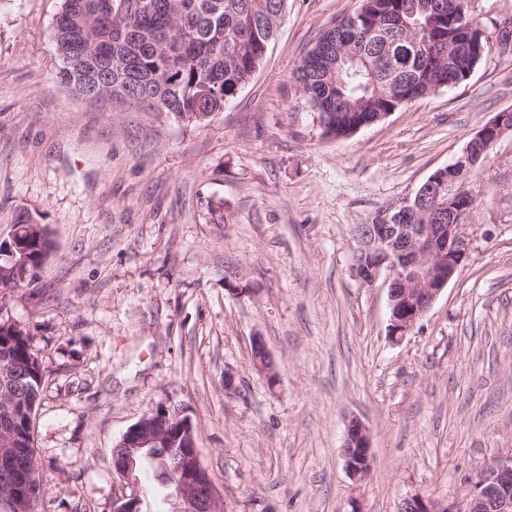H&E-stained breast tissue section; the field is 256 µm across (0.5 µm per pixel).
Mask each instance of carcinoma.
<instances>
[{
    "mask_svg": "<svg viewBox=\"0 0 512 512\" xmlns=\"http://www.w3.org/2000/svg\"><path fill=\"white\" fill-rule=\"evenodd\" d=\"M95 0H62L55 44L60 83L81 95L100 78L104 97L144 105L202 124L245 86L275 39L284 0H153L148 13L94 16ZM475 0H361L367 21L350 32L332 27L296 69L325 135L346 137L364 119L400 106L392 95L452 87L481 59L467 50L459 21ZM26 265L42 266L52 250L47 225L27 242ZM0 358L15 369V441L21 463L35 462L36 403L45 374L24 328L0 323Z\"/></svg>",
    "mask_w": 512,
    "mask_h": 512,
    "instance_id": "obj_1",
    "label": "carcinoma"
}]
</instances>
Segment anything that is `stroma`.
<instances>
[{"label":"stroma","instance_id":"1","mask_svg":"<svg viewBox=\"0 0 512 512\" xmlns=\"http://www.w3.org/2000/svg\"><path fill=\"white\" fill-rule=\"evenodd\" d=\"M359 0H286L223 112L193 125L59 87L61 0H0V241L16 214L53 249L0 321L25 326L45 385L39 512H112V449L143 416L191 422L223 512H461L512 455V135L469 188L468 257L401 340L388 288L351 269L350 227L452 163L512 110V0H477L489 51L465 82L344 138L294 71ZM261 337L277 373L252 363ZM371 435L350 477L346 422Z\"/></svg>","mask_w":512,"mask_h":512}]
</instances>
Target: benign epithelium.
Listing matches in <instances>:
<instances>
[{
	"mask_svg": "<svg viewBox=\"0 0 512 512\" xmlns=\"http://www.w3.org/2000/svg\"><path fill=\"white\" fill-rule=\"evenodd\" d=\"M145 8L147 2L135 5L128 0H99L97 14L107 18L123 16L134 8ZM512 132V113L500 112L478 130L467 142L462 154L450 165L437 169L412 196H406L381 207L386 214L420 210L438 219L436 224H410L408 243L397 257L380 255L367 272L359 275L366 286L385 276L388 285L391 336L406 335L429 311L439 294L455 276L466 260L470 249L467 232L468 206L457 202L467 195L468 184L475 172L482 169L491 151ZM395 224H368L367 235L382 243L391 241ZM26 230L13 233L10 240L0 244V276L19 270L17 254L23 251L22 236ZM254 366L266 375L270 383L276 374L266 363L268 352L261 338L254 340ZM12 416L0 418V484L8 488L35 485L40 482L35 466L20 465L12 432ZM125 449L121 463L114 473L127 493L116 498L113 512H143L138 492L139 478L135 476L141 454L155 459V448H179L175 466L162 467L165 482L178 500L176 512H221L218 491L202 467L192 425L184 418L159 411L129 427L116 443ZM370 436L364 424L352 418L346 424L342 455L353 480L365 477L370 468ZM401 512H454L447 507L436 510L425 500L412 497L405 500ZM463 512H512V458L502 460L481 474L474 482L472 494Z\"/></svg>",
	"mask_w": 512,
	"mask_h": 512,
	"instance_id": "7a95c632",
	"label": "benign epithelium"
}]
</instances>
